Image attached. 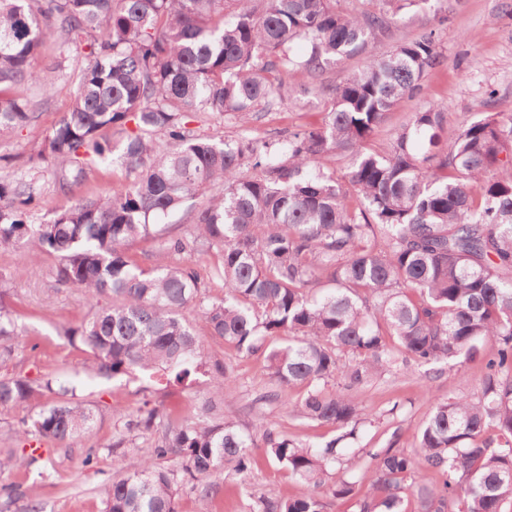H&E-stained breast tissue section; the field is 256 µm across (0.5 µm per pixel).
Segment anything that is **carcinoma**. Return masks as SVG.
Here are the masks:
<instances>
[{
	"label": "carcinoma",
	"instance_id": "obj_1",
	"mask_svg": "<svg viewBox=\"0 0 512 512\" xmlns=\"http://www.w3.org/2000/svg\"><path fill=\"white\" fill-rule=\"evenodd\" d=\"M365 2L346 12L340 0H0V136L39 118V103L18 89L51 91L52 71L31 65L45 42L59 57L80 47L71 105L28 162L52 159L62 191L108 160L128 178L118 193L83 197L34 223L37 181L0 175V250L54 255L58 284L89 299L90 314L67 339L107 377L153 370L181 384L205 368L212 391L226 395L233 368L206 366L204 333L266 361L276 390L256 401L334 428L306 444L266 426L258 442L213 400L192 423L115 405L123 427L106 447L116 454L148 435L151 454L112 475L103 512H178L187 486L209 512L210 478L226 466L246 477L257 447L310 492L272 488L250 512H324L316 489L328 480L335 499L367 488L358 512H406L410 496L414 512H505L512 503V114L482 112L450 133L448 113L430 106L371 147L388 111L420 95L443 56L429 32L341 84L321 81L429 0ZM290 76L318 80L320 120L283 139L250 136L253 123L293 100ZM198 113L235 120L240 138L197 133L189 123ZM338 155L350 157L340 178L328 166ZM197 195L208 204L193 231L164 240L162 251L207 255L205 272L126 253V242L157 234ZM6 282L0 274L1 366L26 340ZM214 285L221 295H211ZM189 305L197 325L183 314ZM279 336L288 342L274 344ZM483 347L478 393L429 398L414 447L361 448L369 464L348 466L344 443L357 437L367 384L410 362L462 365ZM296 386L306 391L292 401ZM28 401L38 411L12 429L19 440L65 443L98 415L72 382L0 375L1 409ZM489 429L494 445L482 440ZM35 453L1 458L0 470L32 466ZM0 497L14 512H41L13 486L1 485Z\"/></svg>",
	"mask_w": 512,
	"mask_h": 512
}]
</instances>
